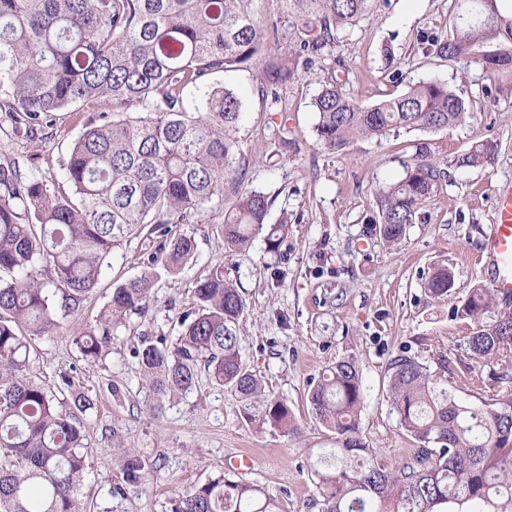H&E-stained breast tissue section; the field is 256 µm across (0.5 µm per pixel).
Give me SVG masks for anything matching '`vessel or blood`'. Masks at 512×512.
I'll return each mask as SVG.
<instances>
[{"mask_svg": "<svg viewBox=\"0 0 512 512\" xmlns=\"http://www.w3.org/2000/svg\"><path fill=\"white\" fill-rule=\"evenodd\" d=\"M496 222L487 240L486 259L494 269L490 281L501 300H512V184L496 189Z\"/></svg>", "mask_w": 512, "mask_h": 512, "instance_id": "vessel-or-blood-1", "label": "vessel or blood"}]
</instances>
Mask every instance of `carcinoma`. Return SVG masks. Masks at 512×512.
<instances>
[{
  "mask_svg": "<svg viewBox=\"0 0 512 512\" xmlns=\"http://www.w3.org/2000/svg\"><path fill=\"white\" fill-rule=\"evenodd\" d=\"M262 0H0V116L31 130L53 128L58 112L78 115L97 104L71 143L59 175L47 178L0 163V512H87L78 496L87 456L79 415L95 409L85 392L70 393L72 412L28 374L30 336H47L58 319L80 309L112 249L145 225L168 234L170 224L203 223L224 187L242 176L243 119L239 95L213 84L215 73L246 70L271 43L288 62L273 59L265 80L296 78L316 64L340 28L354 25L371 0H288L302 38L292 46L278 24L265 23ZM471 18L435 41L450 60L489 68L512 66V14L498 0H471ZM312 106L317 142L341 150L358 138L392 131H441L463 121L465 102L435 79L399 97L356 103L335 76L322 81ZM497 145L482 143L461 166L492 162ZM439 165L421 151L384 192L379 237L392 245L405 234L438 188ZM269 200L244 192L224 212V247L246 249L267 230L276 250L287 221L266 224ZM162 266L180 272L195 258L192 236L161 246ZM158 277L150 266L112 291L107 307L74 338L86 360L112 347V337L142 315ZM450 269H435L426 291L451 295ZM196 307L178 318L172 345L142 337L133 347L154 406L192 390L202 372L250 406L261 425L297 429L288 403L265 393L241 353L246 304L224 279V264L197 282ZM493 297L476 287L455 305V317L480 319ZM470 356L496 362L502 373L470 375L464 386L479 403L456 399L445 376L427 361L401 353L388 367V398L398 428L420 445L410 461L390 467L360 429L364 388L352 358L336 361L307 392L314 418L335 434L336 447L318 456L311 475L322 512H508L512 507V311L464 337ZM148 472L140 455L122 449L109 494L124 499ZM172 512H282L263 487L224 475L177 495Z\"/></svg>",
  "mask_w": 512,
  "mask_h": 512,
  "instance_id": "cac0c4a2",
  "label": "carcinoma"
}]
</instances>
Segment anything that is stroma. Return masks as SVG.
I'll list each match as a JSON object with an SVG mask.
<instances>
[{
    "mask_svg": "<svg viewBox=\"0 0 512 512\" xmlns=\"http://www.w3.org/2000/svg\"><path fill=\"white\" fill-rule=\"evenodd\" d=\"M456 13V0H372L353 31L336 33L322 58L296 81L271 89L263 79V53L250 69L215 74V81L240 95L245 110L243 179L226 187L224 205L232 207L242 191L263 192L269 223L287 221L288 235L275 252L259 234L247 249L229 254L220 225H170L171 235L194 236L195 262L156 279L145 315L130 317L106 356L86 361L74 337L93 323L113 288L140 275L159 252L161 237L143 231L113 249L79 311L62 318L52 335L35 339L32 379L55 392L67 378L73 389L97 398L96 410L83 419L88 455L79 497L90 512L113 505L108 489L116 474V438L151 465L146 482L117 505L119 512H171L177 493L245 456L253 466L237 472L238 480L263 486L285 512H321L310 455L335 447L336 440L310 413L305 394L325 369L355 358L365 391L360 428L393 467L406 462L415 446L399 430L388 399L387 370L395 355L406 351L433 365L444 362L451 381L497 372L495 363L467 355L468 329L452 309L471 288L488 287L491 278L481 256L496 219L494 190L512 183V67L490 70L428 50L429 41L447 39ZM330 71L362 105L438 79L465 100L468 113L450 130L403 129L331 152L317 141L311 106ZM80 130L65 117L45 139L0 125V162L15 157L43 175L58 174ZM485 141L499 145L493 164H458V157ZM422 148L443 171L438 190L422 204L401 244L386 246L366 228L379 212L383 191L403 177L405 164ZM218 262L248 307L242 355L267 392L288 402L298 433L287 436L248 420L241 400L205 376L161 413L150 408L131 349L144 335L175 340L178 313L193 307L197 281ZM440 265L454 273L449 300L424 291Z\"/></svg>",
    "mask_w": 512,
    "mask_h": 512,
    "instance_id": "1",
    "label": "stroma"
}]
</instances>
